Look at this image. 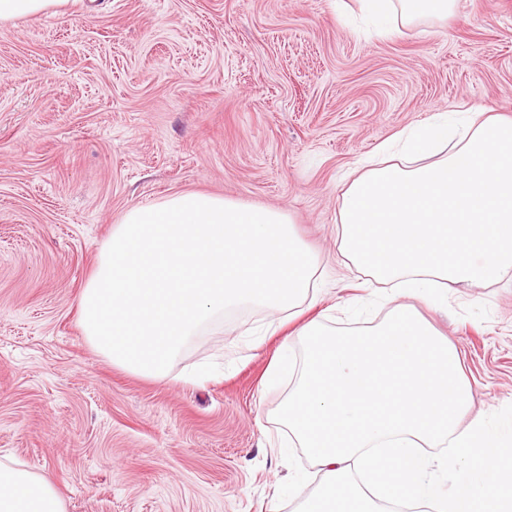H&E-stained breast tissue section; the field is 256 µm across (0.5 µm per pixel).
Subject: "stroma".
I'll list each match as a JSON object with an SVG mask.
<instances>
[{
  "label": "stroma",
  "instance_id": "1",
  "mask_svg": "<svg viewBox=\"0 0 512 512\" xmlns=\"http://www.w3.org/2000/svg\"><path fill=\"white\" fill-rule=\"evenodd\" d=\"M362 27L336 0H75L0 26V461L65 512H294L273 314H228L159 380L89 344L78 295L126 209L204 192L286 211L327 264L309 316L347 325L377 290L338 250L346 171L443 112L512 119V0ZM447 298L419 311L460 354L466 418L512 404V272Z\"/></svg>",
  "mask_w": 512,
  "mask_h": 512
}]
</instances>
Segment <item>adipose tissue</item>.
Here are the masks:
<instances>
[{"mask_svg":"<svg viewBox=\"0 0 512 512\" xmlns=\"http://www.w3.org/2000/svg\"><path fill=\"white\" fill-rule=\"evenodd\" d=\"M358 12L370 24V34L386 35L392 24L410 23L427 14H448L456 0H356ZM0 512H63L52 483L17 461L0 462Z\"/></svg>","mask_w":512,"mask_h":512,"instance_id":"1","label":"adipose tissue"}]
</instances>
